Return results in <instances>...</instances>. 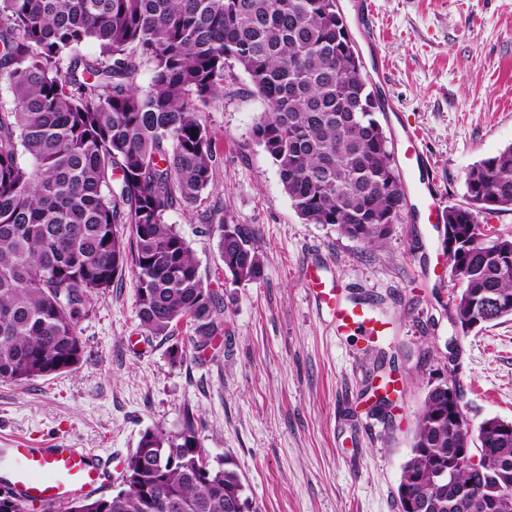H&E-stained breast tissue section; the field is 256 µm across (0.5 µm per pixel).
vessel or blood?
I'll list each match as a JSON object with an SVG mask.
<instances>
[{"label": "vessel or blood", "instance_id": "b4317fda", "mask_svg": "<svg viewBox=\"0 0 512 512\" xmlns=\"http://www.w3.org/2000/svg\"><path fill=\"white\" fill-rule=\"evenodd\" d=\"M403 158L410 165L409 176L420 180L431 162L417 148L415 135H408ZM311 289L321 309L327 311L338 328L372 337L382 332L381 322L360 304L343 303L336 282L324 280L321 274L311 276ZM12 463L10 486L24 500L37 499L59 506L76 492L97 490L111 467V460L86 448H10L6 451Z\"/></svg>", "mask_w": 512, "mask_h": 512}]
</instances>
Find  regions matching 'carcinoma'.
Masks as SVG:
<instances>
[{
	"label": "carcinoma",
	"instance_id": "1",
	"mask_svg": "<svg viewBox=\"0 0 512 512\" xmlns=\"http://www.w3.org/2000/svg\"><path fill=\"white\" fill-rule=\"evenodd\" d=\"M346 27L336 0H0V74L13 102L0 110V381L78 369L87 306L128 267L149 335L185 321L204 350L221 334L219 297L167 213L214 186L199 113L223 95L233 64L263 102L252 135L303 223L385 245L405 186ZM88 41L97 53L78 52ZM466 191L448 207L462 328L512 316V238L487 236L481 221L512 211V144L471 167ZM206 231L233 280L263 279L255 231L224 218ZM474 441L480 468L441 478ZM207 455L188 416L175 435L148 431L127 459L125 489L68 512H232L233 501L252 512L240 474ZM509 485L512 432L490 418L470 433L448 384L430 387L398 499L409 512H485L486 498L512 512ZM0 512H26L25 502L8 488Z\"/></svg>",
	"mask_w": 512,
	"mask_h": 512
}]
</instances>
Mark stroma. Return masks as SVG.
<instances>
[{
  "mask_svg": "<svg viewBox=\"0 0 512 512\" xmlns=\"http://www.w3.org/2000/svg\"><path fill=\"white\" fill-rule=\"evenodd\" d=\"M338 3L394 150L414 131L444 204L464 203L469 168L512 144V0ZM262 110L247 75L228 69L223 98L200 114L217 153L214 187L197 208L168 214L220 298L223 337L198 352L183 324L166 338L146 335L125 271L79 325L77 370L0 382V448L111 455L100 489L110 495L141 436L177 433L190 412L210 463L233 462L255 512H398L429 385L461 386L473 424L512 420V317L466 334L453 324L442 230L412 197L374 250L334 226L303 223L252 136ZM208 215L255 229L261 283L232 282L205 231ZM312 267L338 282L345 301L369 303L384 334H338L310 294Z\"/></svg>",
  "mask_w": 512,
  "mask_h": 512,
  "instance_id": "stroma-1",
  "label": "stroma"
}]
</instances>
